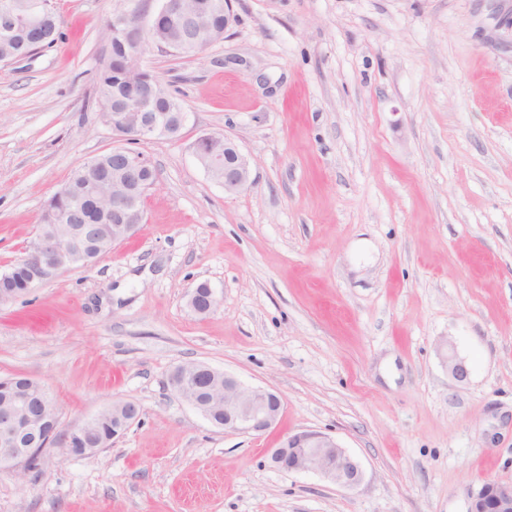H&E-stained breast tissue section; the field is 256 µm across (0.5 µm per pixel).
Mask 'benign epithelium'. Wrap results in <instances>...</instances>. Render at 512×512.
I'll list each match as a JSON object with an SVG mask.
<instances>
[{
    "label": "benign epithelium",
    "instance_id": "1",
    "mask_svg": "<svg viewBox=\"0 0 512 512\" xmlns=\"http://www.w3.org/2000/svg\"><path fill=\"white\" fill-rule=\"evenodd\" d=\"M190 13L187 0H163L159 11L148 26L140 23L135 12L112 19V36L126 45L123 60L117 63L127 73L128 85L121 102L111 113L101 112L105 125L125 141H144L159 137L177 138L187 121L183 105L167 103L164 111L157 104L166 94L151 73L137 61L144 38L165 27L170 15ZM53 14L50 0H25L23 10L10 2L0 10V38L13 40V34L21 32L27 37L28 48L18 54L11 53L6 61L26 57L43 47L46 38V20ZM224 15V29H229L235 15L231 0H205L195 8V16ZM194 153L208 174L224 186L227 193H237L249 185L250 170L247 158L235 141L226 134H207L194 144ZM112 169L117 178L112 188L96 185L95 194L89 197L90 206L98 211L116 214L122 222L112 225V244H118L135 234L143 223V210L138 205L132 186L145 184L144 191L152 189L157 181L156 170L140 153L124 146L110 151ZM66 197L69 203L49 210L52 224H69L67 232H38L16 263L28 268L31 282L41 283L77 264H88L99 257L96 246L95 224H87L84 216L76 211L77 202L62 191L57 198ZM189 306L200 315L214 312L218 300L212 288L201 291L196 288L189 299ZM214 372L204 363H190L174 368L169 379L172 393L188 402L214 425L226 431L260 434L274 427L284 408L282 397L262 387H246L238 378L224 373V422L208 410L198 399L203 375ZM48 389L34 378L17 388V394L0 408V468H8L23 476L28 473L26 461L40 454L49 445L69 449V454L89 458L98 449L70 450L73 438L80 435L88 421L67 428L44 429L42 409ZM140 415L139 407L132 402H120L116 415V433L120 434ZM270 464L285 472L313 471L326 481L345 489H354L363 480L360 461L351 455L336 438L314 430H305L285 436L276 448L267 450ZM467 512H512V486L491 480L472 494Z\"/></svg>",
    "mask_w": 512,
    "mask_h": 512
}]
</instances>
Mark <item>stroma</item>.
<instances>
[{
    "instance_id": "1",
    "label": "stroma",
    "mask_w": 512,
    "mask_h": 512,
    "mask_svg": "<svg viewBox=\"0 0 512 512\" xmlns=\"http://www.w3.org/2000/svg\"><path fill=\"white\" fill-rule=\"evenodd\" d=\"M60 38L0 64V270L47 200L120 143L100 115L106 27L162 0H52ZM199 55L140 64L189 114L136 144L158 182L141 231L0 304V378L31 376L61 426L141 415L90 459L0 469V512H466L512 485V0H234ZM226 134L252 185L198 164ZM208 283L218 300L194 313ZM456 354L465 381L448 373ZM200 362L281 394L263 435L168 388ZM335 436L346 490L271 468L283 435ZM207 290L201 291L195 288L189 299V306L197 314L208 315L214 312L218 306V300L215 292L207 284L204 285Z\"/></svg>"
}]
</instances>
